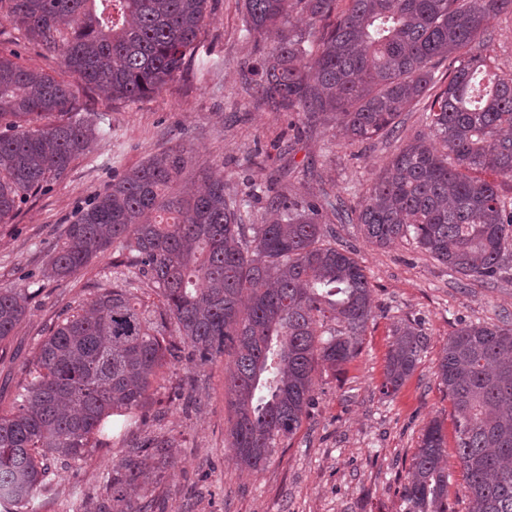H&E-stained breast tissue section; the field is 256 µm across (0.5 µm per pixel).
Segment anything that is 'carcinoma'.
Segmentation results:
<instances>
[{"label":"carcinoma","instance_id":"1","mask_svg":"<svg viewBox=\"0 0 512 512\" xmlns=\"http://www.w3.org/2000/svg\"><path fill=\"white\" fill-rule=\"evenodd\" d=\"M246 31L270 44L255 78L276 110L330 118L365 141L428 100V133L408 142L368 187L350 220L384 247L412 237L464 277L491 282L512 256V70L503 68L489 21L512 0H243ZM299 10L309 29L289 26ZM211 11L208 0H0L9 22L74 81L16 62L0 48V224L62 178L106 134L102 116L63 119L79 90L135 101L181 71ZM448 63L440 88L436 68ZM62 119L34 126L36 117ZM191 164L166 150L126 171L67 225L49 276L65 279L113 248L154 283V300L114 285L53 325L12 408L0 413V512H33L48 485L46 461L80 463L102 444L104 422L143 408L153 382L178 357V336L196 367L234 348L225 376L235 421L232 458L259 472L293 435L314 400L313 372L353 359L372 317L371 288L353 253L322 222L333 202L271 201L276 218L248 224L224 174L199 170L204 189L175 191ZM30 294L0 288V351ZM329 322L342 326L326 327ZM424 336L396 328L380 391L414 371ZM456 412L457 458L469 512H512V327L464 323L438 364ZM172 440L146 436L104 477V496L72 512L132 509L127 491L173 458ZM447 451L440 425L424 429L402 486V512H448Z\"/></svg>","mask_w":512,"mask_h":512}]
</instances>
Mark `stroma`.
Instances as JSON below:
<instances>
[{
    "label": "stroma",
    "mask_w": 512,
    "mask_h": 512,
    "mask_svg": "<svg viewBox=\"0 0 512 512\" xmlns=\"http://www.w3.org/2000/svg\"><path fill=\"white\" fill-rule=\"evenodd\" d=\"M211 22L174 81L134 102L80 92L79 116L103 115L112 134L99 138L46 192L23 204L0 224V288L31 291L25 318L0 355V411H9L19 385L48 329L113 283L134 294L153 284L125 256L107 250L65 280L48 277L49 256L78 209L114 175L180 149L195 169L223 170L224 181L247 199L252 223H267L270 198L329 200L356 206L401 141L424 131L423 110L401 113L399 138L350 143L331 123H306L301 114L274 110L244 83L267 51L247 36L239 0H209ZM187 174L183 190L193 189ZM323 220L336 232L337 247L354 251L372 289L373 317L358 354L332 369L314 371L315 404L291 439L281 442L266 468L252 473L231 459L233 418L224 375L233 360L225 353L193 367L170 361L137 422L115 426L107 445L92 449L76 466L52 461L49 486L36 512H61L72 496L97 494L113 460L131 441L147 435L175 438L172 464L148 476L133 503L152 499L154 512H399L424 427L438 421L448 452V512H468L463 471L457 461V413L438 376L442 350L460 324H512V260L490 284L470 281L403 238L380 248L358 225ZM420 329L426 345L399 390L380 392L397 325Z\"/></svg>",
    "instance_id": "35a3bbf8"
}]
</instances>
